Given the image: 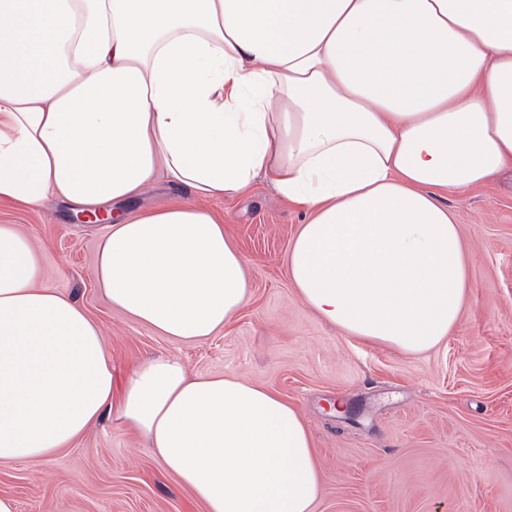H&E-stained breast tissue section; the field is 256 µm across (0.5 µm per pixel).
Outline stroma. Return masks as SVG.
Returning <instances> with one entry per match:
<instances>
[{"instance_id":"stroma-1","label":"stroma","mask_w":512,"mask_h":512,"mask_svg":"<svg viewBox=\"0 0 512 512\" xmlns=\"http://www.w3.org/2000/svg\"><path fill=\"white\" fill-rule=\"evenodd\" d=\"M457 215L470 288L448 338L406 354L341 334L296 296L287 269L302 215L267 182L209 207L249 264L250 300L224 330L175 342L112 308L94 264L104 225L69 204L0 205L40 252V284L98 324L126 378L157 356L235 375L294 404L320 469L313 512H512V171L444 199ZM18 512H203L147 441L106 416L41 466L0 465Z\"/></svg>"}]
</instances>
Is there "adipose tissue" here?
<instances>
[{
	"label": "adipose tissue",
	"instance_id": "1",
	"mask_svg": "<svg viewBox=\"0 0 512 512\" xmlns=\"http://www.w3.org/2000/svg\"><path fill=\"white\" fill-rule=\"evenodd\" d=\"M509 167L512 0H0V202L115 205L96 282L173 341L247 304V261L205 202L262 178L305 216L287 266L311 311L437 346L469 288L443 198ZM161 175L192 199L120 210ZM39 275L0 224V464L42 463L111 411L205 512H311L293 405L170 357L118 379L97 323Z\"/></svg>",
	"mask_w": 512,
	"mask_h": 512
}]
</instances>
